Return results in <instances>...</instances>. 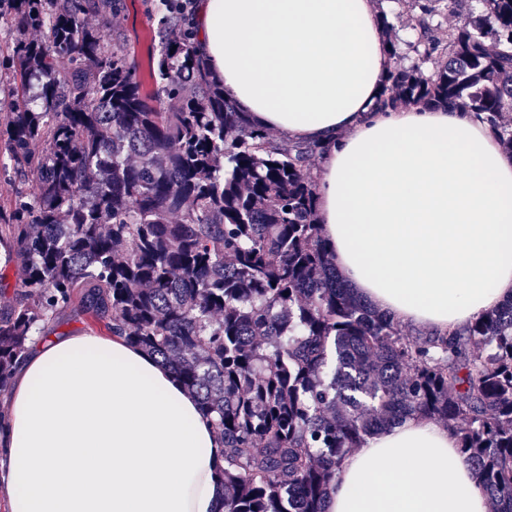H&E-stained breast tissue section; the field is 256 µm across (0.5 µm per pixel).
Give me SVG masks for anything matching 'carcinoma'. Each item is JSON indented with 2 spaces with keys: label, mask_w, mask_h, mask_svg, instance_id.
<instances>
[{
  "label": "carcinoma",
  "mask_w": 512,
  "mask_h": 512,
  "mask_svg": "<svg viewBox=\"0 0 512 512\" xmlns=\"http://www.w3.org/2000/svg\"><path fill=\"white\" fill-rule=\"evenodd\" d=\"M3 2L6 65L34 95L0 87V141L33 181L0 212V258L24 275L0 307V393L78 298L211 417L220 512H326L343 457L413 416L448 427L495 512H512V302L411 340L356 297L320 238L305 173L316 146L273 143L224 98L168 0L150 90L86 22L120 0ZM466 2L420 0L421 58L450 61L391 69L379 110L452 104L492 127L512 111V0H481L476 16ZM442 4L463 19L446 35L429 23Z\"/></svg>",
  "instance_id": "cac0c4a2"
}]
</instances>
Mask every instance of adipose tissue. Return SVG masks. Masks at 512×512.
Returning a JSON list of instances; mask_svg holds the SVG:
<instances>
[{"instance_id": "obj_1", "label": "adipose tissue", "mask_w": 512, "mask_h": 512, "mask_svg": "<svg viewBox=\"0 0 512 512\" xmlns=\"http://www.w3.org/2000/svg\"><path fill=\"white\" fill-rule=\"evenodd\" d=\"M196 51L264 129L324 146L321 238L354 292L444 336L512 301V152L457 110L376 108V0H196ZM0 417L12 512H219L222 445L197 398L118 336L38 337ZM327 512H489L441 423L411 417L341 462Z\"/></svg>"}]
</instances>
